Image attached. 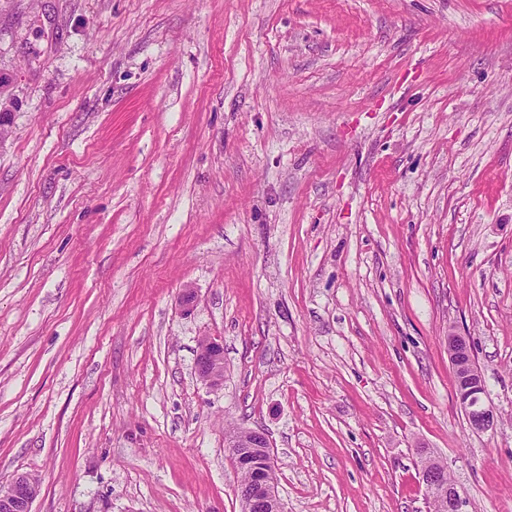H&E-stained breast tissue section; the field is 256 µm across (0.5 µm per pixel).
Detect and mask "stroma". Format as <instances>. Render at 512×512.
<instances>
[{
  "label": "stroma",
  "instance_id": "35a3bbf8",
  "mask_svg": "<svg viewBox=\"0 0 512 512\" xmlns=\"http://www.w3.org/2000/svg\"><path fill=\"white\" fill-rule=\"evenodd\" d=\"M0 74V484L32 512H241L236 428L284 512H427L424 455L512 512V0H0ZM447 341L448 357L454 370L457 402L466 415L470 429L476 432L487 431L493 428L498 416L483 401L484 383L468 341L454 329H449ZM224 346L216 338L203 341L196 356L195 369L199 378L210 386H218L224 377ZM35 498L28 475H16L8 484L0 485V512H31Z\"/></svg>",
  "mask_w": 512,
  "mask_h": 512
}]
</instances>
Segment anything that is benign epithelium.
Wrapping results in <instances>:
<instances>
[{
    "label": "benign epithelium",
    "instance_id": "obj_1",
    "mask_svg": "<svg viewBox=\"0 0 512 512\" xmlns=\"http://www.w3.org/2000/svg\"><path fill=\"white\" fill-rule=\"evenodd\" d=\"M448 357L455 377L456 399L464 411L470 429L487 431L497 422V414L486 405L482 395L484 383L466 337L448 329ZM224 346L216 338L203 341L196 356L195 369L199 378L211 386L219 385L224 377ZM235 464L252 470L253 479L240 493L242 512H283L278 485L270 478L275 469L268 435L260 429L240 430L229 444ZM427 500H438L448 512H466V501L457 488L445 482L436 471L420 469ZM34 496L28 475L19 474L8 484L0 485V512H31Z\"/></svg>",
    "mask_w": 512,
    "mask_h": 512
}]
</instances>
